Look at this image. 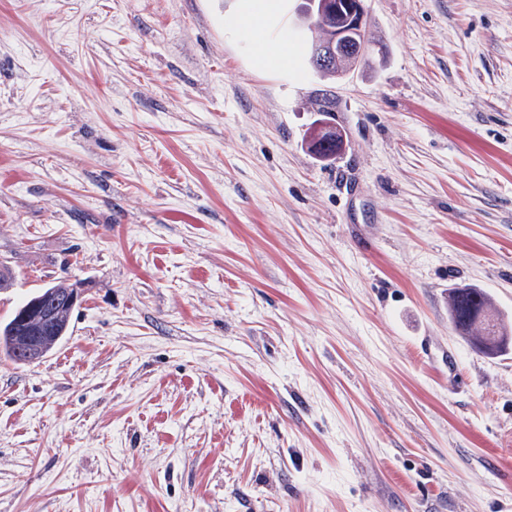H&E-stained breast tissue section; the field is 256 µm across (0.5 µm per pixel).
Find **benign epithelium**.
I'll use <instances>...</instances> for the list:
<instances>
[{"label":"benign epithelium","mask_w":512,"mask_h":512,"mask_svg":"<svg viewBox=\"0 0 512 512\" xmlns=\"http://www.w3.org/2000/svg\"><path fill=\"white\" fill-rule=\"evenodd\" d=\"M323 13L336 16V26L328 34L309 40L308 52L317 70L330 62L347 60L357 62L365 57L369 49L349 35L352 27H362L366 10L363 0H308L306 10L301 12V28L314 31V21ZM81 301V293L76 288H55L48 286L43 296L19 309L15 314L18 333L14 336L17 363L27 365L42 359L47 348L57 340L52 335L53 323L57 316L72 312ZM476 320L483 323L491 333L484 346L490 354L499 353V345H512V330H503L500 319L480 312Z\"/></svg>","instance_id":"obj_1"}]
</instances>
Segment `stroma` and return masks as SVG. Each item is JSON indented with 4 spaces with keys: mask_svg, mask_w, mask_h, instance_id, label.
Masks as SVG:
<instances>
[{
    "mask_svg": "<svg viewBox=\"0 0 512 512\" xmlns=\"http://www.w3.org/2000/svg\"><path fill=\"white\" fill-rule=\"evenodd\" d=\"M372 66L257 72L231 0H0V512H512V0H366ZM340 130L322 161L312 127ZM46 287L43 296L36 301L17 309L15 321L18 333L15 336L12 322L14 315L3 326H0V352L16 363L15 352L19 360L17 364L27 365L42 359L47 348L58 338L61 341L67 335L72 312L81 301L78 288H68L65 283ZM61 316L56 326L57 336L52 335L53 323ZM14 336V340H13ZM56 343V344H57ZM472 309H485L496 313L501 317L495 308L491 298L483 291L477 288H454L448 294V313L455 329L465 336L473 345L479 348L483 353L486 351L490 354L501 352L499 345H505L508 348L512 342V330L507 326V332L501 336L503 332V323L500 319L491 314L479 312L476 316L478 322H482L484 326L493 336H489V340L484 346V351L478 346L484 336L483 328L477 324L470 316Z\"/></svg>",
    "mask_w": 512,
    "mask_h": 512,
    "instance_id": "1",
    "label": "stroma"
}]
</instances>
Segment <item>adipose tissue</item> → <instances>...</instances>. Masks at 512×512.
<instances>
[{
  "label": "adipose tissue",
  "instance_id": "ef3b65f1",
  "mask_svg": "<svg viewBox=\"0 0 512 512\" xmlns=\"http://www.w3.org/2000/svg\"><path fill=\"white\" fill-rule=\"evenodd\" d=\"M224 30L246 43L252 67L262 72L286 70L298 54L288 0H235Z\"/></svg>",
  "mask_w": 512,
  "mask_h": 512
}]
</instances>
